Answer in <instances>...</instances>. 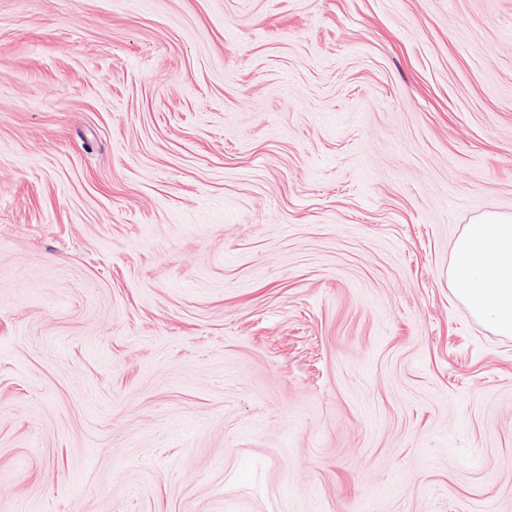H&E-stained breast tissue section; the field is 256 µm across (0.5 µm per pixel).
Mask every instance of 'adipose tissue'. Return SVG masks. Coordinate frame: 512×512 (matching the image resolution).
I'll list each match as a JSON object with an SVG mask.
<instances>
[{
  "mask_svg": "<svg viewBox=\"0 0 512 512\" xmlns=\"http://www.w3.org/2000/svg\"><path fill=\"white\" fill-rule=\"evenodd\" d=\"M453 277L474 317L512 335V216L487 213L466 226L454 247Z\"/></svg>",
  "mask_w": 512,
  "mask_h": 512,
  "instance_id": "adipose-tissue-1",
  "label": "adipose tissue"
}]
</instances>
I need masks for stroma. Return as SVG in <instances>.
Wrapping results in <instances>:
<instances>
[{
    "label": "stroma",
    "mask_w": 512,
    "mask_h": 512,
    "mask_svg": "<svg viewBox=\"0 0 512 512\" xmlns=\"http://www.w3.org/2000/svg\"><path fill=\"white\" fill-rule=\"evenodd\" d=\"M512 0H0V512H512ZM458 295L474 317L512 335V216L487 213L468 224L454 247Z\"/></svg>",
    "instance_id": "stroma-1"
}]
</instances>
